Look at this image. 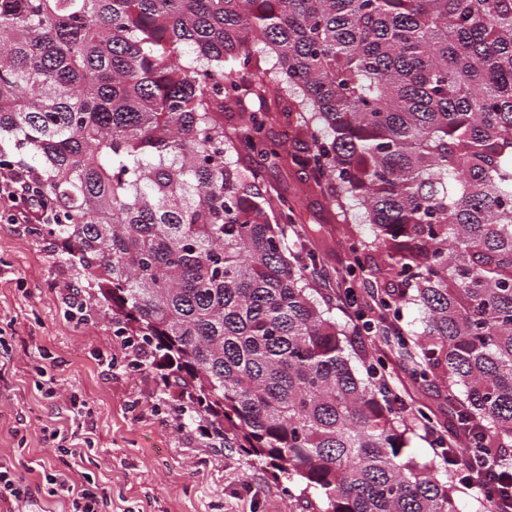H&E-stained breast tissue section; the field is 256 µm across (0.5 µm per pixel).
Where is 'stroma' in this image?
Wrapping results in <instances>:
<instances>
[{"label": "stroma", "mask_w": 512, "mask_h": 512, "mask_svg": "<svg viewBox=\"0 0 512 512\" xmlns=\"http://www.w3.org/2000/svg\"><path fill=\"white\" fill-rule=\"evenodd\" d=\"M258 190L297 199L296 222L305 228L317 265L308 279L314 295L342 325L378 309L379 288L366 269L353 270L350 247L368 236L364 224L344 221L318 190L309 171L290 164L260 169ZM84 279L54 238L31 224L0 223V460L25 472L40 512H63L45 495L30 463L42 460L74 480L91 477L107 489L112 512H313L314 493L285 489L273 470L231 445L214 447L197 429L194 412H180L181 386L164 385L156 366L136 360L130 337L112 328V311L91 302L77 322L66 296ZM353 291L356 308L338 301ZM353 348L382 358L391 386L407 408L423 409L405 440L411 456L432 458V432L448 433L455 415L441 378L413 379L414 348L398 349L390 336L352 337ZM85 404L89 443L82 457L57 448L52 429L70 426V397Z\"/></svg>", "instance_id": "35a3bbf8"}]
</instances>
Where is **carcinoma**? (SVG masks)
Instances as JSON below:
<instances>
[{"label":"carcinoma","mask_w":512,"mask_h":512,"mask_svg":"<svg viewBox=\"0 0 512 512\" xmlns=\"http://www.w3.org/2000/svg\"><path fill=\"white\" fill-rule=\"evenodd\" d=\"M275 60L273 81L252 44ZM307 140L285 153L270 109ZM237 113L232 135L224 113ZM310 170L362 209L370 276L412 375H439L470 441L512 449V0H0V171L38 183L120 333L195 381L224 439L318 512H462L404 451L405 405L308 287L295 201L232 155ZM417 306L421 332L399 327ZM411 340H406V337Z\"/></svg>","instance_id":"cac0c4a2"}]
</instances>
